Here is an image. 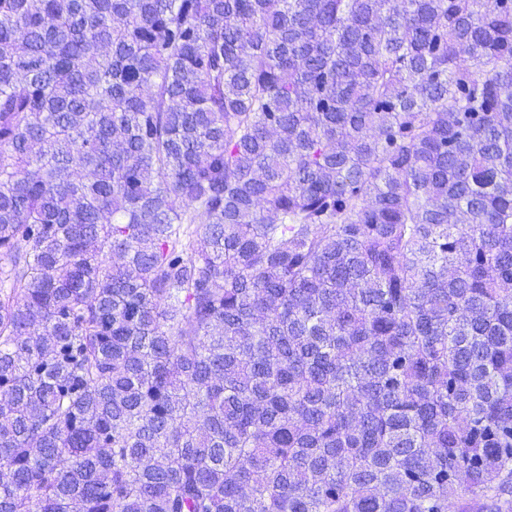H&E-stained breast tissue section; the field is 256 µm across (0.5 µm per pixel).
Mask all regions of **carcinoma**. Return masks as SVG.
Here are the masks:
<instances>
[{"label":"carcinoma","instance_id":"carcinoma-1","mask_svg":"<svg viewBox=\"0 0 512 512\" xmlns=\"http://www.w3.org/2000/svg\"><path fill=\"white\" fill-rule=\"evenodd\" d=\"M75 500L512 512V0H0V512Z\"/></svg>","mask_w":512,"mask_h":512}]
</instances>
